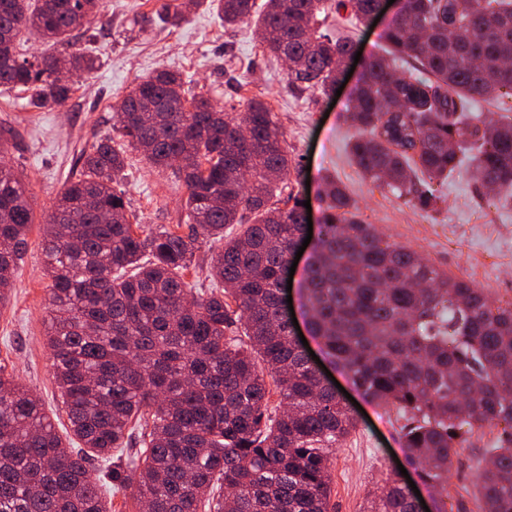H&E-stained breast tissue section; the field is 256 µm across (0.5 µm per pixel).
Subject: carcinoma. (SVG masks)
Segmentation results:
<instances>
[{
    "mask_svg": "<svg viewBox=\"0 0 512 512\" xmlns=\"http://www.w3.org/2000/svg\"><path fill=\"white\" fill-rule=\"evenodd\" d=\"M204 4L228 27L254 24L265 50L288 57V87L328 96L352 44L317 29L318 14L363 23L381 0H195ZM100 10L101 0H0V89L29 93L37 109L65 104L73 87L56 63L76 76L99 67L76 41ZM161 12L171 27L186 20L178 5ZM29 30L69 51L25 57ZM384 40L389 50L369 57L348 113L358 169L409 207L435 211L432 183L464 151L482 188L512 193V118L471 114L478 97L512 96V0H405ZM396 56L426 78L394 79ZM112 111L113 129L149 166L182 182L188 232L130 222L113 187L125 161L112 137L76 159L44 225L46 344L72 439L0 371V512H110L109 487L145 512H331V458L357 420L281 303L304 224L299 193L276 198L290 176L301 184V169L274 112L250 98L226 113L187 96L170 71L142 79ZM320 198L300 285L311 336L369 402L408 414L404 448L443 498L461 430L505 423L503 447L484 450L475 499L480 512H512V305L495 307L483 289L383 242L336 180L324 178ZM32 224L25 183L1 164V305ZM201 240L221 249L215 287L195 292L184 273ZM238 324L246 343L229 335ZM366 503L364 512H418L398 476Z\"/></svg>",
    "mask_w": 512,
    "mask_h": 512,
    "instance_id": "cac0c4a2",
    "label": "carcinoma"
}]
</instances>
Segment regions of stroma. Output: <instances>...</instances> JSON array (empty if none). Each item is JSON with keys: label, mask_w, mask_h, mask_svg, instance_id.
Returning <instances> with one entry per match:
<instances>
[{"label": "stroma", "mask_w": 512, "mask_h": 512, "mask_svg": "<svg viewBox=\"0 0 512 512\" xmlns=\"http://www.w3.org/2000/svg\"><path fill=\"white\" fill-rule=\"evenodd\" d=\"M103 2L104 11L90 21V35L80 42L100 57L101 66L74 79L64 105L35 109L25 93H0V127L14 130L5 157L26 182L35 219L12 295L0 306V370L40 400L59 434H67L69 424L46 345L51 279L44 266L43 224L76 156L111 134L113 103L131 85L163 70L181 73L192 94L228 111L246 98L266 101L286 133L289 152L307 170L312 215L321 211L323 178L334 176L360 218L375 225L385 241L484 289L495 304L512 301V199L486 193L467 163L448 180L435 182L442 199L436 212L412 209L365 179L350 159L355 130L345 119L357 77H350L335 100L296 92L288 86L287 65L264 51L254 28L224 27L215 13L203 9L191 10L173 28L157 18L164 0ZM114 146L126 157L116 188L129 203L133 223L153 230L183 223L185 188L151 168L123 138ZM361 408L355 431L333 455L332 512H362L368 493L397 473L405 457L400 412L366 401ZM500 433L495 426L476 429L457 445L448 500L437 499L429 488L420 490L430 512H478L471 488L484 449L497 447Z\"/></svg>", "instance_id": "35a3bbf8"}]
</instances>
